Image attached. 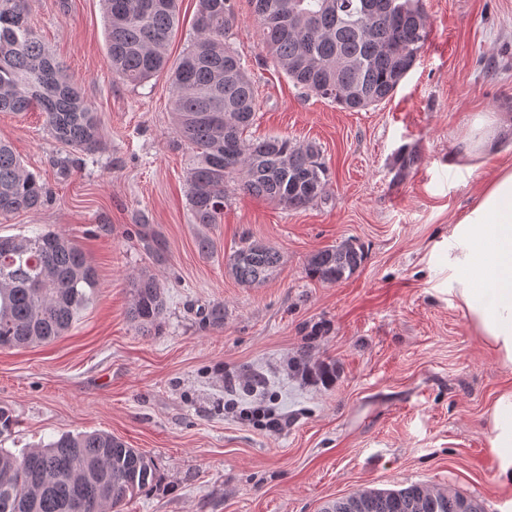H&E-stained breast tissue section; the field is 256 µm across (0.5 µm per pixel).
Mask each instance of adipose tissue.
Wrapping results in <instances>:
<instances>
[{
	"mask_svg": "<svg viewBox=\"0 0 512 512\" xmlns=\"http://www.w3.org/2000/svg\"><path fill=\"white\" fill-rule=\"evenodd\" d=\"M501 123L477 115L462 153L476 159L497 153ZM447 276L441 286L461 307L501 365L512 366V168L489 180L472 206L453 224L436 251ZM493 478L512 489V386L502 388L489 411Z\"/></svg>",
	"mask_w": 512,
	"mask_h": 512,
	"instance_id": "1",
	"label": "adipose tissue"
}]
</instances>
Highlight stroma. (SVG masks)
<instances>
[{
    "label": "stroma",
    "instance_id": "35a3bbf8",
    "mask_svg": "<svg viewBox=\"0 0 512 512\" xmlns=\"http://www.w3.org/2000/svg\"><path fill=\"white\" fill-rule=\"evenodd\" d=\"M428 39L388 101L342 109L288 78L263 51L248 0L230 39L259 103L252 136L315 143L327 196L300 209L230 192L218 223H196L186 196L195 153L175 133L166 75L133 86L106 56L103 0H25L28 22L101 122L102 148L71 155L40 112H0V139L49 190L40 209L0 215V237L53 229L86 253L98 288L70 330L47 344L0 349V405L18 420L0 446L19 453L65 432L111 433L153 457L158 482L123 512H320L363 489H452L505 512L493 480L488 410L512 382L463 310L437 292L436 244L500 168L512 131L477 169L452 167L472 119L512 123V0H422ZM417 165L397 178L399 152ZM163 242L156 260L142 241ZM208 237L210 251L198 247ZM250 238L281 262L240 284L229 256ZM345 240L366 259L349 279L306 274L312 254ZM164 287L158 334L129 316L128 280ZM224 308L214 324L205 315ZM305 355L335 368L329 385L282 369ZM260 375L288 423L278 433L225 410V376Z\"/></svg>",
    "mask_w": 512,
    "mask_h": 512
}]
</instances>
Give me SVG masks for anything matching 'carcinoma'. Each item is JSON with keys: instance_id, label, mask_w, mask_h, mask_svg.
I'll use <instances>...</instances> for the list:
<instances>
[{"instance_id": "1", "label": "carcinoma", "mask_w": 512, "mask_h": 512, "mask_svg": "<svg viewBox=\"0 0 512 512\" xmlns=\"http://www.w3.org/2000/svg\"><path fill=\"white\" fill-rule=\"evenodd\" d=\"M249 0L262 49L305 90L350 110L392 97L415 65L428 28L422 0ZM112 73L134 86L169 74L177 135L195 150L187 198L195 222L216 224L230 184L298 209L324 197L321 149L286 136L245 137L258 111L254 84L231 46L234 0H198L194 40L174 65L168 46L180 24L178 0H104ZM314 16L312 29L289 30L282 17ZM37 107L56 141L86 155L101 145L95 112L45 50L26 21L24 0H0V112ZM46 188L0 141V214L36 210ZM364 260L350 240L311 255L308 274L324 283L348 279ZM276 248L243 241L230 271L243 285L265 282L280 265ZM98 286L84 252L60 233L0 237V348L49 343L71 327ZM130 317L148 336L165 300L155 277L130 280ZM157 465L103 431L63 433L22 456L0 448V512H116L151 486ZM323 512H483L451 489L415 483L362 490L331 501Z\"/></svg>"}]
</instances>
